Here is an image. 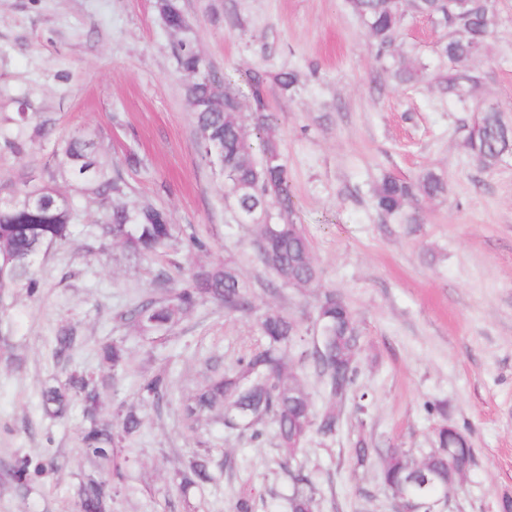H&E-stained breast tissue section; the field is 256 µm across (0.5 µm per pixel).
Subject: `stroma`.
Listing matches in <instances>:
<instances>
[{
	"label": "stroma",
	"mask_w": 512,
	"mask_h": 512,
	"mask_svg": "<svg viewBox=\"0 0 512 512\" xmlns=\"http://www.w3.org/2000/svg\"><path fill=\"white\" fill-rule=\"evenodd\" d=\"M179 3L214 69L306 76L292 95L271 89L273 134L322 284L355 316L358 385L368 405L363 414L342 405L336 434L312 436L293 462L318 488L317 512H395L378 470L355 466L356 441L420 451L442 424L458 427L474 450L445 512H502L503 498H512V155L482 168L466 152L464 126L482 102L512 119V0H495L499 34L477 64L480 82L465 105L440 89L447 63L435 46L446 31L428 19L403 21L404 50L427 70L419 83L399 86L380 70L346 0ZM173 39L156 0H0V132L22 100L55 122L49 136L27 133L24 159L0 149V196L25 176L72 194L68 174L47 175L44 165L70 138L85 136L104 162L120 167L128 204L162 206L173 224L210 245L151 262L80 234L40 259L36 294L9 289L14 332L0 320V338L9 339L0 346V512H78V482L99 472L80 440L82 410L75 403L65 418H48L40 392L70 368L101 372L97 348L112 338L125 339L131 362L127 378L104 391L102 414L123 401L144 419L112 512H236L244 496L254 512H288L293 483L273 435L258 444L228 433L214 416L193 432L177 405L155 411L137 391L138 379L165 364L177 394L189 393L260 344L258 315L279 310L305 327L315 306L312 292L272 294L257 283L248 227L234 223L218 168L197 154ZM132 150L141 167L127 166ZM427 166L445 177L447 194L419 201L420 223L383 222L372 206L377 181L413 179ZM230 255L253 285V314L204 304L163 341L125 321L135 303L167 296L179 267ZM161 269L167 282L155 278ZM66 323L84 342L62 363L55 336ZM435 399L445 402V415L426 413L425 402ZM204 451L214 482L181 495L175 470ZM23 457L46 466L26 485L8 474Z\"/></svg>",
	"instance_id": "stroma-1"
}]
</instances>
